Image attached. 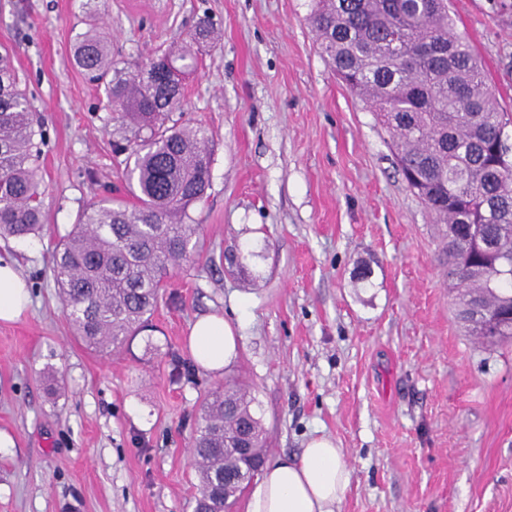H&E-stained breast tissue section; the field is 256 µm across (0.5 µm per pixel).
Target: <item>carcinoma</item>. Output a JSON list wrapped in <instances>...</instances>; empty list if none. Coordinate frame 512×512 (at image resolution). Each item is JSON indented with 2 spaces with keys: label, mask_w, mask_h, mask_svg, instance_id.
<instances>
[{
  "label": "carcinoma",
  "mask_w": 512,
  "mask_h": 512,
  "mask_svg": "<svg viewBox=\"0 0 512 512\" xmlns=\"http://www.w3.org/2000/svg\"><path fill=\"white\" fill-rule=\"evenodd\" d=\"M321 52L351 92L392 135L405 181L445 225L448 277L461 288L457 319L483 343L512 339V165L498 143L512 120L501 112L480 63L454 33L448 0H314L310 14ZM118 68L94 26L81 34L74 63L103 82L118 124L132 206L110 196L83 211L53 251L67 318L87 346L124 348L156 308L169 269L197 251L189 207L210 184L208 138L178 124L183 111L177 58ZM44 141L12 60L0 53V237L25 240L42 229L37 160ZM477 301L487 324L472 320ZM255 398L227 381L202 405L194 452L212 464L197 475L194 512H233L253 473L241 446L266 459Z\"/></svg>",
  "instance_id": "cac0c4a2"
}]
</instances>
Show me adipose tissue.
Instances as JSON below:
<instances>
[{"mask_svg": "<svg viewBox=\"0 0 512 512\" xmlns=\"http://www.w3.org/2000/svg\"><path fill=\"white\" fill-rule=\"evenodd\" d=\"M30 303L17 262L0 257V322L18 321ZM188 339L193 359L211 372L223 371L239 354L235 328L217 314L197 319ZM349 485L342 448L332 437H316L298 457L279 459L264 468L247 512H336Z\"/></svg>", "mask_w": 512, "mask_h": 512, "instance_id": "adipose-tissue-1", "label": "adipose tissue"}]
</instances>
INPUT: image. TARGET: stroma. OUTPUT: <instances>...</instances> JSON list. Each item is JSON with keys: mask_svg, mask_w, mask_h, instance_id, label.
I'll list each match as a JSON object with an SVG mask.
<instances>
[{"mask_svg": "<svg viewBox=\"0 0 512 512\" xmlns=\"http://www.w3.org/2000/svg\"><path fill=\"white\" fill-rule=\"evenodd\" d=\"M312 0H101L128 67L190 43L181 119L209 138L190 207L199 256L171 270L146 326L104 356L74 335L52 250L104 190H123L103 91L73 62L79 0H0L9 52L46 130L44 227L0 238L32 305L0 323V512H193L192 438L208 391L250 390L267 459L315 436L343 449L339 512H512V343L456 319L443 231L408 188L389 133L337 78ZM512 115V0H448ZM217 41L191 43L204 20ZM253 255L229 264L234 247ZM217 313L239 355L202 370L191 324Z\"/></svg>", "mask_w": 512, "mask_h": 512, "instance_id": "1", "label": "stroma"}]
</instances>
